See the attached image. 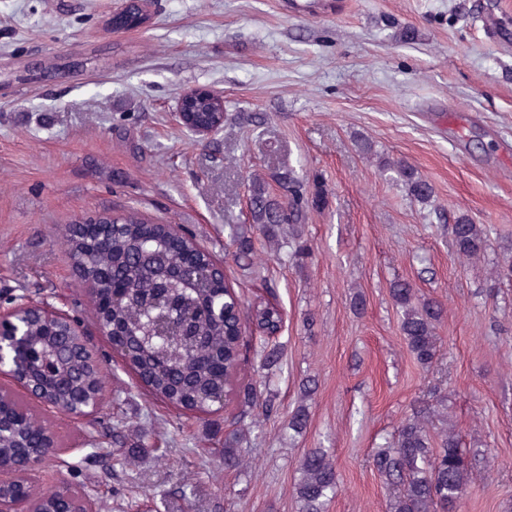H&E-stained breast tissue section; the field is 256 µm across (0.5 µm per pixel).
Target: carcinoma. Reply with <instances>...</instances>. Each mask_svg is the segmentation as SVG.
<instances>
[{
	"mask_svg": "<svg viewBox=\"0 0 512 512\" xmlns=\"http://www.w3.org/2000/svg\"><path fill=\"white\" fill-rule=\"evenodd\" d=\"M189 108L196 123H210L209 96L192 99ZM382 168L396 172L414 201L424 206L432 203L433 186L412 167L385 159ZM274 180L282 191L280 196L270 191L264 178L248 180L252 229L235 224L227 228L234 256L246 267L252 265L255 232L276 246L282 238L291 237L294 258L306 260L308 247L300 228L306 209H322L328 203V190L318 179L309 198L294 170L285 168ZM448 234L459 258L479 256L489 241V230L466 214L448 225ZM59 240L90 288L92 311L100 313L110 329L106 339L113 353L148 394L167 407L196 417L223 409L222 399L245 360L249 321L258 322L274 335L256 347L263 366L270 369L279 363L283 349L277 337L282 330L279 308L265 301L249 306L229 284L216 286L220 276L217 260L193 238L176 236L172 225L159 224L128 208L117 214V224L105 230L102 241L75 226L65 229ZM390 295L410 353L422 367H430L437 357L436 325L444 314L442 303L420 300L404 280L391 284ZM25 330L27 347L35 354V362L25 374L26 384L72 412L89 410L92 396L103 387V378L77 338L48 322L42 308L26 312ZM302 390L300 404L288 422L295 432L308 425V399L316 393L317 382L305 380ZM238 398L242 410L237 429L224 436V446L216 453L224 468L241 472L250 468L243 444L258 418L271 415L276 408L271 393L261 399L247 388L238 392ZM3 414L12 421L0 434V468H14L24 455H53L51 442L41 434L46 420L37 410L6 397ZM371 463L388 492L387 512H458L475 474L458 435L450 431L434 444L419 412L399 425L373 453ZM299 473L294 494L301 512H326L339 485L329 452L308 449ZM59 497L60 490L55 487L39 490L36 512H56Z\"/></svg>",
	"mask_w": 512,
	"mask_h": 512,
	"instance_id": "carcinoma-1",
	"label": "carcinoma"
}]
</instances>
